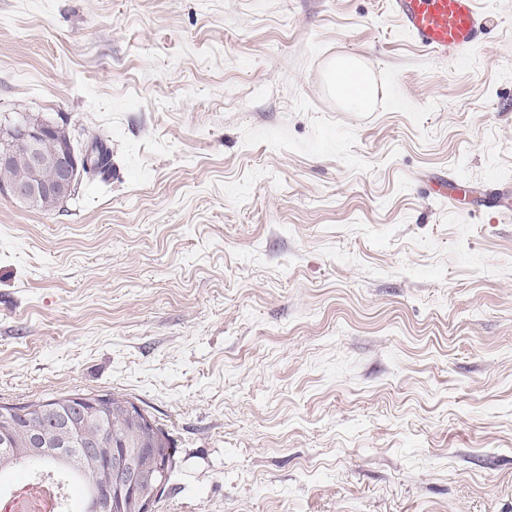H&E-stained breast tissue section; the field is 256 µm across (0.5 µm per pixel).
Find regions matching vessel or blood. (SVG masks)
I'll return each mask as SVG.
<instances>
[{
  "label": "vessel or blood",
  "instance_id": "obj_1",
  "mask_svg": "<svg viewBox=\"0 0 512 512\" xmlns=\"http://www.w3.org/2000/svg\"><path fill=\"white\" fill-rule=\"evenodd\" d=\"M388 9L412 43L430 57L454 62L485 47L488 20L479 0H387ZM426 193L459 201L463 186L445 177H431ZM484 207L500 215L512 213V187L497 185L487 191Z\"/></svg>",
  "mask_w": 512,
  "mask_h": 512
}]
</instances>
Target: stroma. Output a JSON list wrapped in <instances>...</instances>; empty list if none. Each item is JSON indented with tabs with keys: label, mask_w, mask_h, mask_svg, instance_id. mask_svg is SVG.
Instances as JSON below:
<instances>
[{
	"label": "stroma",
	"mask_w": 512,
	"mask_h": 512,
	"mask_svg": "<svg viewBox=\"0 0 512 512\" xmlns=\"http://www.w3.org/2000/svg\"><path fill=\"white\" fill-rule=\"evenodd\" d=\"M480 6L441 62L386 0H0V114L112 149L55 210L0 192V402L132 400L152 512H512V219L420 190L512 181ZM332 80L338 98L355 109L367 107L374 97L375 87L371 79L353 58L336 60ZM425 192L428 194L447 197L459 203L466 187L455 184L448 177H429L425 183Z\"/></svg>",
	"instance_id": "stroma-1"
}]
</instances>
